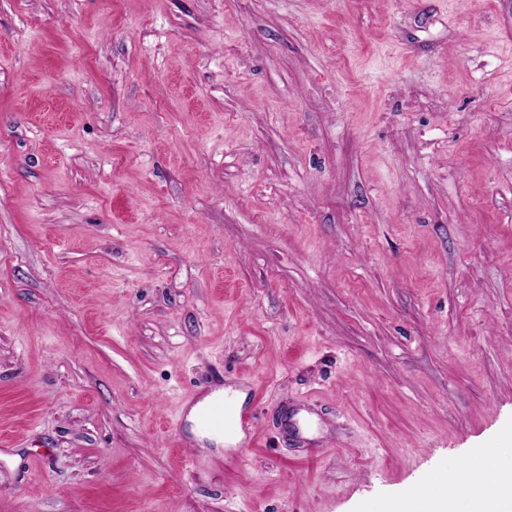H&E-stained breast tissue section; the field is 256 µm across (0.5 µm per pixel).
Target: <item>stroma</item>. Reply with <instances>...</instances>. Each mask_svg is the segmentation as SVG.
Returning <instances> with one entry per match:
<instances>
[{
	"instance_id": "1",
	"label": "stroma",
	"mask_w": 512,
	"mask_h": 512,
	"mask_svg": "<svg viewBox=\"0 0 512 512\" xmlns=\"http://www.w3.org/2000/svg\"><path fill=\"white\" fill-rule=\"evenodd\" d=\"M223 387L257 414L219 448ZM479 448L512 458V0H0V512L462 503ZM457 512L454 497L448 492L433 493L429 489L420 488L410 492L405 498L386 505L388 512Z\"/></svg>"
}]
</instances>
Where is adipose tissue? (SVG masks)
Returning <instances> with one entry per match:
<instances>
[{"label": "adipose tissue", "instance_id": "adipose-tissue-1", "mask_svg": "<svg viewBox=\"0 0 512 512\" xmlns=\"http://www.w3.org/2000/svg\"><path fill=\"white\" fill-rule=\"evenodd\" d=\"M468 512H512V462L484 450L466 460ZM387 512H457L454 497L426 488L388 504Z\"/></svg>", "mask_w": 512, "mask_h": 512}]
</instances>
